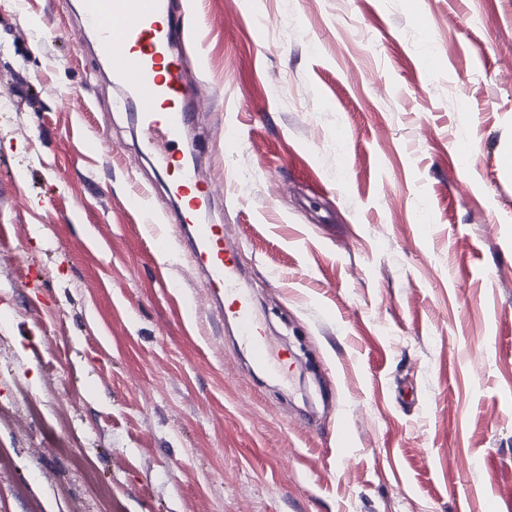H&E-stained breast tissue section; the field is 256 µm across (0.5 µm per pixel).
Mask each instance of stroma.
Here are the masks:
<instances>
[{
  "mask_svg": "<svg viewBox=\"0 0 512 512\" xmlns=\"http://www.w3.org/2000/svg\"><path fill=\"white\" fill-rule=\"evenodd\" d=\"M174 6L295 366L189 266L76 0H0V512H512V0Z\"/></svg>",
  "mask_w": 512,
  "mask_h": 512,
  "instance_id": "obj_1",
  "label": "stroma"
}]
</instances>
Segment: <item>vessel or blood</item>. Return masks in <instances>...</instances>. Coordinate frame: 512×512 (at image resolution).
<instances>
[{
  "instance_id": "obj_1",
  "label": "vessel or blood",
  "mask_w": 512,
  "mask_h": 512,
  "mask_svg": "<svg viewBox=\"0 0 512 512\" xmlns=\"http://www.w3.org/2000/svg\"><path fill=\"white\" fill-rule=\"evenodd\" d=\"M81 8L85 24L99 34V51L114 79L135 102L146 132L144 153L170 171L168 189L182 202L179 221L194 232L192 264L204 271L211 291L225 299L224 319L236 324L254 361L270 366L265 330L240 286L236 249L225 239L223 225L202 220L213 199L211 187L194 165L177 161L171 151L182 139L198 94L172 53L186 35L183 16L170 0H82Z\"/></svg>"
}]
</instances>
